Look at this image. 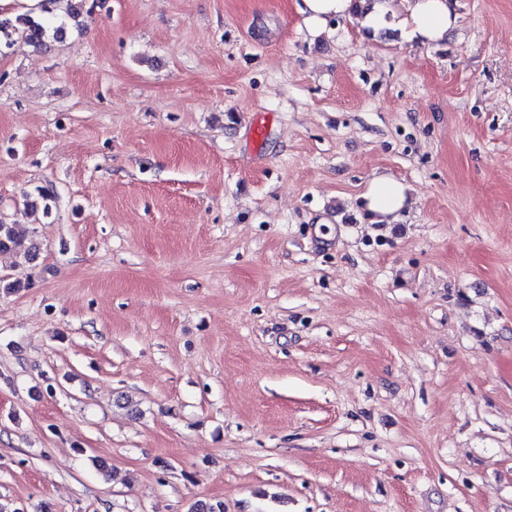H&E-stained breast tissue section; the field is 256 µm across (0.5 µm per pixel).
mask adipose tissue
<instances>
[{"mask_svg": "<svg viewBox=\"0 0 512 512\" xmlns=\"http://www.w3.org/2000/svg\"><path fill=\"white\" fill-rule=\"evenodd\" d=\"M352 0H302L300 12L313 36H321L323 24L332 18L351 16ZM402 15L411 38L424 44L443 41L457 23L450 0H374L361 19L366 28L379 29L388 17ZM410 204L406 186L389 175L371 179L362 195V206L370 223L389 224Z\"/></svg>", "mask_w": 512, "mask_h": 512, "instance_id": "adipose-tissue-1", "label": "adipose tissue"}]
</instances>
